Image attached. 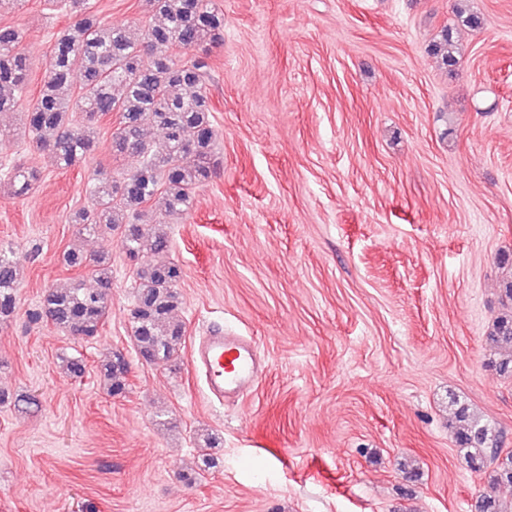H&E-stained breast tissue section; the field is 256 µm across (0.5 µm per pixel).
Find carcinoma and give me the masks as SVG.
I'll list each match as a JSON object with an SVG mask.
<instances>
[{
  "label": "carcinoma",
  "instance_id": "1",
  "mask_svg": "<svg viewBox=\"0 0 512 512\" xmlns=\"http://www.w3.org/2000/svg\"><path fill=\"white\" fill-rule=\"evenodd\" d=\"M47 2L69 14L71 23L57 33L43 84L20 121L37 148L50 151L59 166L68 168L89 159L98 137L95 118L117 116L113 155L135 156L139 165L117 176L101 166L92 168L85 185L88 205L74 224L80 237L121 231L126 255L138 259L130 338L140 358L166 366L178 357L185 335L177 291L181 270L150 257L171 246L166 217L189 213L195 189L217 174L204 55L221 39L224 17L211 0H147L148 14L134 21L133 30L107 26L90 10L89 0ZM433 54L446 66L457 64L448 34ZM30 69L22 33L0 28L1 113L18 106ZM150 127L163 132L164 152L147 139ZM2 179L13 195L23 196L34 189L40 170L13 162L0 168ZM64 262L93 268L98 287L86 288L83 280L74 279L64 288H51L29 317L72 336L97 337L111 305L110 261L72 247ZM20 285L16 252L0 246V317L15 312ZM488 340L494 355L489 366L500 376L512 374V314L495 322ZM101 375L110 396L129 392V366L122 354L111 353ZM452 406L451 433L466 466L474 472L493 466L479 512H507L494 491L512 489V450L503 448L500 431L466 405L454 399Z\"/></svg>",
  "mask_w": 512,
  "mask_h": 512
}]
</instances>
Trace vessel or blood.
<instances>
[{"label": "vessel or blood", "instance_id": "obj_1", "mask_svg": "<svg viewBox=\"0 0 512 512\" xmlns=\"http://www.w3.org/2000/svg\"><path fill=\"white\" fill-rule=\"evenodd\" d=\"M202 370L208 390L217 398L239 395L260 376L257 350L252 340L217 333L204 337L192 355Z\"/></svg>", "mask_w": 512, "mask_h": 512}]
</instances>
